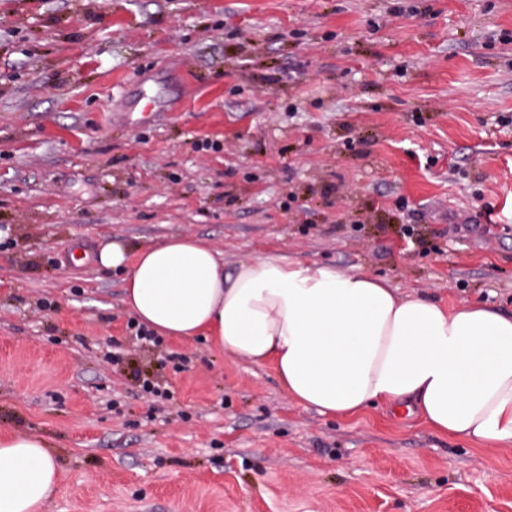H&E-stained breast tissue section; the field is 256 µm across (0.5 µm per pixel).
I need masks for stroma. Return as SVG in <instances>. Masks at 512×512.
I'll list each match as a JSON object with an SVG mask.
<instances>
[{
    "label": "stroma",
    "mask_w": 512,
    "mask_h": 512,
    "mask_svg": "<svg viewBox=\"0 0 512 512\" xmlns=\"http://www.w3.org/2000/svg\"><path fill=\"white\" fill-rule=\"evenodd\" d=\"M0 229V429L49 443V512H512V447L138 346L96 260L188 234L511 314L512 0H0Z\"/></svg>",
    "instance_id": "35a3bbf8"
}]
</instances>
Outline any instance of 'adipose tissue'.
<instances>
[{
  "label": "adipose tissue",
  "instance_id": "adipose-tissue-1",
  "mask_svg": "<svg viewBox=\"0 0 512 512\" xmlns=\"http://www.w3.org/2000/svg\"><path fill=\"white\" fill-rule=\"evenodd\" d=\"M97 261L122 272L123 303L138 323L272 364L305 407L349 416L384 402L441 434L512 447V315L492 306L451 309L357 269L279 254L229 272L191 235L134 252L115 241ZM59 479L42 436L0 430V512H47Z\"/></svg>",
  "mask_w": 512,
  "mask_h": 512
}]
</instances>
